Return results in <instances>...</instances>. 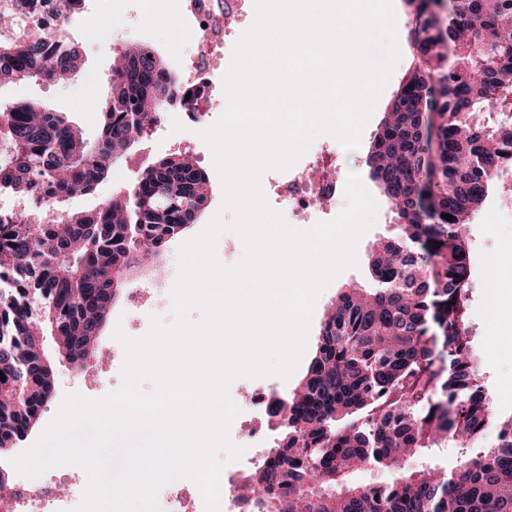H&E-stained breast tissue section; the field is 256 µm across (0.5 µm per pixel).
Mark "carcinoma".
<instances>
[{"label":"carcinoma","instance_id":"carcinoma-1","mask_svg":"<svg viewBox=\"0 0 512 512\" xmlns=\"http://www.w3.org/2000/svg\"><path fill=\"white\" fill-rule=\"evenodd\" d=\"M88 0H0V85L66 82L82 69L64 27ZM412 62L367 153L371 179L393 205V233L366 257L370 287L347 284L320 325L315 356L292 393L272 398L280 438L236 486L249 512H512V414L500 416L467 322L469 242L462 229L512 159V0H404ZM97 143L60 112L0 103V448L39 424L55 362L88 365L126 273L157 256L207 202L190 155L164 157L130 195L91 210L90 194L161 119L179 77L149 44L112 69ZM453 216L448 221L443 215ZM497 442L484 445L486 431ZM453 437L462 457L446 473L407 470ZM373 466L386 484H347Z\"/></svg>","mask_w":512,"mask_h":512}]
</instances>
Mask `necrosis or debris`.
Returning a JSON list of instances; mask_svg holds the SVG:
<instances>
[{"label": "necrosis or debris", "instance_id": "necrosis-or-debris-1", "mask_svg": "<svg viewBox=\"0 0 512 512\" xmlns=\"http://www.w3.org/2000/svg\"><path fill=\"white\" fill-rule=\"evenodd\" d=\"M196 41L190 54L174 48L182 59L181 90L177 112L196 123L210 121L214 109L216 73L227 68L239 37L255 21V0H174ZM268 204L282 213L288 224L301 229L336 216L340 187L336 147L327 143L285 171L274 170L261 181ZM67 479L72 497H63L59 483L49 479H24L12 492H0V512H70L80 504L88 483L86 473L70 467Z\"/></svg>", "mask_w": 512, "mask_h": 512}]
</instances>
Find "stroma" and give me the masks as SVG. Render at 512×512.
<instances>
[{
	"label": "stroma",
	"mask_w": 512,
	"mask_h": 512,
	"mask_svg": "<svg viewBox=\"0 0 512 512\" xmlns=\"http://www.w3.org/2000/svg\"><path fill=\"white\" fill-rule=\"evenodd\" d=\"M177 30L183 48H191L186 21L173 10L167 11L164 20L142 18L138 15L137 0H89V6L72 21L70 36L77 43L83 57V69L65 83H46L28 80L0 87V102H34L52 111L64 113L70 122L79 126L89 142H96L101 125L104 103L110 95L107 78L112 58L125 47L134 43L152 45L163 57H170L172 41L169 32ZM410 51L401 46L400 59L383 90L374 112L354 152L337 151V166L341 175L357 173L364 186L375 199L378 207L377 222L360 240L357 253L365 255L379 238L389 235L392 225L391 207L372 181L368 179L366 165L367 146L371 141L387 105L402 80L408 66ZM190 153L207 173L209 195L207 205L198 224L186 231V238L198 235L219 211L223 201L221 180L213 166L210 148L198 135L195 126L187 124L175 113H168L161 124L153 127L149 137L140 139L115 165L111 177L101 182L88 195H75L68 205L73 209H91L116 194L133 188L138 176L159 158L170 154ZM512 237V213L500 212L492 204H485L475 215L468 229L472 265L471 301L469 305L470 340L479 366L486 377L492 394V406L496 413H512V330L493 326L486 319L488 306L487 280L496 261L500 242ZM179 241L169 243L161 265V273L140 270L130 276L120 295L114 300L106 326L99 338L101 369L96 382L90 383L77 374L68 364L55 368L52 400L44 410L40 423L48 425L56 415L65 395L78 393L98 399L118 389L122 384L120 368L114 367L110 352L115 329H123L130 337L144 336L150 328L151 316H158L164 324H171L173 315L168 299L178 276L177 252ZM365 268L351 269L340 275L318 298L308 334L306 357H313L322 317L335 300L340 286L366 284ZM142 291L162 302L156 310H143L132 314L130 298L134 291ZM306 365H299L289 379L278 376L235 379L229 389L232 400L240 409L239 417L249 422L251 434H243L238 426H231V440L245 448L241 460L231 462V469L248 473L254 460L260 459L271 448L277 432L270 417L262 407L264 397L290 394L306 373Z\"/></svg>",
	"instance_id": "obj_1"
}]
</instances>
